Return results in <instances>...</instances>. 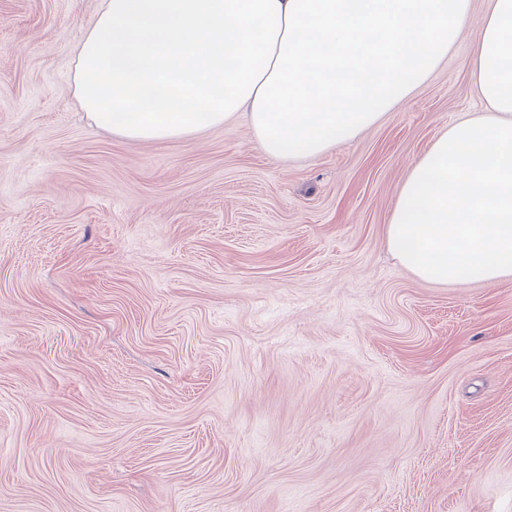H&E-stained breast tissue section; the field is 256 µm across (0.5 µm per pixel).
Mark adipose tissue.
I'll list each match as a JSON object with an SVG mask.
<instances>
[{"label": "adipose tissue", "mask_w": 512, "mask_h": 512, "mask_svg": "<svg viewBox=\"0 0 512 512\" xmlns=\"http://www.w3.org/2000/svg\"><path fill=\"white\" fill-rule=\"evenodd\" d=\"M473 0H102L75 55V96L128 140L245 118L263 153L320 155L402 103L456 45ZM484 114L411 169L387 225L424 281L512 277V0H492L472 52Z\"/></svg>", "instance_id": "adipose-tissue-1"}]
</instances>
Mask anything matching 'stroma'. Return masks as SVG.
Returning a JSON list of instances; mask_svg holds the SVG:
<instances>
[{
  "instance_id": "1",
  "label": "stroma",
  "mask_w": 512,
  "mask_h": 512,
  "mask_svg": "<svg viewBox=\"0 0 512 512\" xmlns=\"http://www.w3.org/2000/svg\"><path fill=\"white\" fill-rule=\"evenodd\" d=\"M102 0H0V512H512V278L388 249L410 169L483 111L473 10L353 141L134 142L70 83Z\"/></svg>"
}]
</instances>
